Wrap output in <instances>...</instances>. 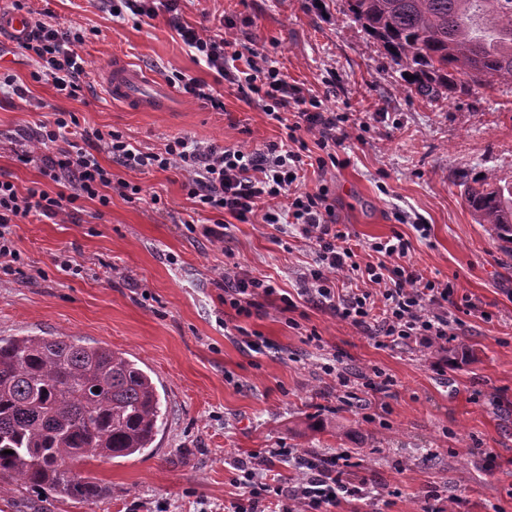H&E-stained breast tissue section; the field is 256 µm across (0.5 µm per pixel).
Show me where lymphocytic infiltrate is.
<instances>
[{
	"label": "lymphocytic infiltrate",
	"mask_w": 512,
	"mask_h": 512,
	"mask_svg": "<svg viewBox=\"0 0 512 512\" xmlns=\"http://www.w3.org/2000/svg\"><path fill=\"white\" fill-rule=\"evenodd\" d=\"M180 2L100 0L118 22L129 18L141 22L161 9L175 14ZM175 29L196 60L214 71L217 81H236L247 102L261 105L283 127V138L245 150L182 136L163 147L143 149L119 132L87 128L72 113L54 112L52 119L39 121L33 144L21 142L13 148L18 161L38 162L45 187L22 191L0 179V273L15 274L21 255L13 246L12 228L29 216L67 217L77 201L105 207L116 194L130 202L139 200L141 186L116 177L112 165L141 173L174 169L184 175V188L199 209L218 213V220L204 230L209 238L223 240V215L243 224L258 216L282 233L298 229L314 250L302 276L303 286L295 294L278 292L238 262H225L224 303L237 315L251 316L260 307V298L275 296L281 312L295 311L304 300L333 312L374 341L442 348L456 341L458 329L447 309L453 286L417 272L409 258L410 243L402 234L370 244L372 261L359 263L354 234L348 225L337 224L328 188L300 187L306 135L316 136L324 151L315 160L318 170L342 166V159L329 147L348 138V114L324 111L321 100L288 85L268 56L255 49L238 47L234 39L180 22ZM84 41L83 33L71 26L37 20L20 45L37 66L35 78L50 80L59 94L74 97L89 75L87 60L76 51ZM103 154L111 159V166L101 164ZM289 454V449L274 448L268 456L255 454L238 464L242 494L230 512H329L353 495L343 479L351 457L346 450L298 457L301 475L291 486L269 484L265 476L269 458Z\"/></svg>",
	"instance_id": "lymphocytic-infiltrate-1"
}]
</instances>
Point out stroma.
<instances>
[{
	"label": "stroma",
	"mask_w": 512,
	"mask_h": 512,
	"mask_svg": "<svg viewBox=\"0 0 512 512\" xmlns=\"http://www.w3.org/2000/svg\"><path fill=\"white\" fill-rule=\"evenodd\" d=\"M42 21L72 25L92 70L82 92L60 95L34 80L32 63L0 29V72L23 95L0 92V177L19 189L41 176L22 164L12 141L32 135L52 110L82 126L122 132L160 147L177 136L260 148L280 140V126L244 100L230 81L215 83L182 43L167 13L116 22L96 0H28ZM182 22L221 32L234 23L239 44L268 53L284 78L357 122L336 152L347 166L307 171L305 186L327 185L336 221L364 246L401 233L427 278L454 288L450 317L463 322L448 350L378 345L332 313L303 302L291 317L275 299L237 316L220 286L224 254L287 292L311 263L296 229L232 221L223 241L189 232L195 205L174 170L142 174L113 166L143 188V200L113 196L99 208L55 224L32 216L13 228L22 273L0 277V336H71L135 356L167 403L148 455L80 464L106 489L93 504L47 497L0 479V512H222L238 499L239 461L272 448L302 455L353 449L352 484L379 488L381 501L342 502L333 512H418L429 494L458 512H512V259L478 224L461 197L464 182L493 172L512 180V88L474 87L467 96L422 100L399 66L342 12L341 0H182ZM158 83L184 75L215 85L223 110L179 92L136 112L106 97L103 72L114 58ZM429 224L421 237L416 223ZM71 262L62 270L56 257ZM296 327H289L288 319ZM271 347L244 348L239 328ZM320 345L304 341L307 332ZM337 356L349 375L378 368L392 380L346 405L323 358Z\"/></svg>",
	"instance_id": "35a3bbf8"
}]
</instances>
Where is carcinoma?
<instances>
[{
  "label": "carcinoma",
  "mask_w": 512,
  "mask_h": 512,
  "mask_svg": "<svg viewBox=\"0 0 512 512\" xmlns=\"http://www.w3.org/2000/svg\"><path fill=\"white\" fill-rule=\"evenodd\" d=\"M344 12L432 101L468 95L471 83L512 86V0H344ZM464 199L512 256V181L465 183ZM141 361L54 335L0 337V478L95 502L103 487L73 464L152 447L165 415Z\"/></svg>",
  "instance_id": "1"
}]
</instances>
